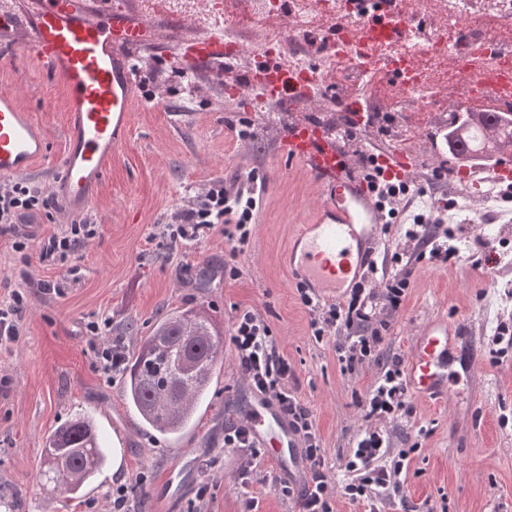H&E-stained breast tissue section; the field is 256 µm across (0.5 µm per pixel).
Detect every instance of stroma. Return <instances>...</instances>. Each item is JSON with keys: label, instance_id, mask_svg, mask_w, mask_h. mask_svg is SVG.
<instances>
[{"label": "stroma", "instance_id": "1", "mask_svg": "<svg viewBox=\"0 0 512 512\" xmlns=\"http://www.w3.org/2000/svg\"><path fill=\"white\" fill-rule=\"evenodd\" d=\"M130 14L152 35L135 54L136 65L154 70L153 101L136 95L129 140L108 168L100 193L80 213L63 203L40 213L16 234L0 233V300L13 290L27 295L18 339L0 345V499L14 512H111L113 487L128 485L146 512H298L296 498L279 494L280 473L269 454L247 472L246 454L226 448L224 430L252 397L234 348L224 343L217 384L208 407L190 433L177 441L143 430L125 403L120 378L104 372L89 345V326L110 320L109 334L136 347L160 314L201 305L223 331H231L236 309L258 311L273 331L293 375L288 386L312 412L330 476L345 482L346 462L366 422L361 404L391 360L407 359L413 333L442 313L470 329L456 356L474 363L476 381L454 374L455 404L412 399L411 418L386 422L395 448L414 447L404 484L383 512H512V347L494 342L498 324L512 328V212L496 229L477 223L481 206L465 196L459 177L439 179L448 154L432 151L445 126L424 122L403 139L380 131L355 132L341 145L354 160L380 150L415 154L414 189L394 204L382 229L380 272L397 273L402 237L416 214L447 205V228L457 255L446 262L413 255L410 285L375 359L347 370L332 339L315 341L310 313L302 305L288 268V239L308 218L319 189L280 151L288 126L329 124L330 111L300 101L270 123L275 103H258L246 90L243 59L231 64L191 66L193 87L174 72L193 27L178 17L145 12L141 0H124ZM0 93L15 95L33 123L46 132L49 154L21 179L50 188L65 152L67 96L59 78L17 55L15 43L0 41ZM461 85L435 81L424 94L407 97L404 109L447 111L463 101ZM256 171L265 191L255 215L248 252L237 279L224 276L229 247L220 234L192 243L172 242L166 232L173 212L216 177L225 183ZM73 223L94 224V238L64 258H41L40 240ZM494 267H486L488 253ZM135 323L127 331V323ZM95 418L105 448L121 451L119 467H105L86 496L74 499L42 476L43 445L59 426L78 415ZM187 470L180 499L165 508L159 490L169 471Z\"/></svg>", "mask_w": 512, "mask_h": 512}]
</instances>
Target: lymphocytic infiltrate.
<instances>
[{
  "label": "lymphocytic infiltrate",
  "instance_id": "lymphocytic-infiltrate-1",
  "mask_svg": "<svg viewBox=\"0 0 512 512\" xmlns=\"http://www.w3.org/2000/svg\"><path fill=\"white\" fill-rule=\"evenodd\" d=\"M265 190L256 174H248L237 190L227 189L223 179L212 180L187 207L174 214L173 238L191 242L206 232L223 235L231 246L232 256L246 253L250 226ZM54 203L50 195L20 181H0V225L15 228ZM409 285L407 277L386 280L381 288L364 285L351 289L343 302L322 303L312 289L299 288L298 294L311 315L310 327L315 340H323L337 332L338 359L347 367H355L373 357L383 338L379 327L383 316L392 315L402 302ZM230 342L245 380L254 393L276 403L288 416L298 434L309 465V479L301 491L289 483H280L283 496L297 495L300 512H332L331 501L343 494L350 501H376L390 487L399 486L411 456L401 452L396 463H389L390 442L379 428V421L411 415L400 361H392L368 395L365 402L366 428L354 446L353 458L347 464L352 478L336 484L325 471L323 448L309 407L289 390L288 379L293 370L280 353L268 323L256 312L238 311Z\"/></svg>",
  "mask_w": 512,
  "mask_h": 512
}]
</instances>
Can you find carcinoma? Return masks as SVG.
Wrapping results in <instances>:
<instances>
[{
    "label": "carcinoma",
    "instance_id": "1",
    "mask_svg": "<svg viewBox=\"0 0 512 512\" xmlns=\"http://www.w3.org/2000/svg\"><path fill=\"white\" fill-rule=\"evenodd\" d=\"M485 118L499 126L494 144L512 153V123L499 112ZM458 113L448 125L454 155L482 151L487 139L472 124L461 128ZM220 332L202 306L184 308L156 319L150 336L127 357L122 372L123 396L152 430L175 436L190 427L216 374ZM43 475L66 493L79 494L106 462L93 420L78 415L57 428L44 444Z\"/></svg>",
    "mask_w": 512,
    "mask_h": 512
}]
</instances>
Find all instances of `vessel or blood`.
<instances>
[{
    "label": "vessel or blood",
    "instance_id": "1",
    "mask_svg": "<svg viewBox=\"0 0 512 512\" xmlns=\"http://www.w3.org/2000/svg\"><path fill=\"white\" fill-rule=\"evenodd\" d=\"M24 12L0 7V29L22 31V50L42 69L60 77L67 94V147L52 181L67 211L86 208L99 192L112 160L126 145L133 112V58L146 37V25L110 0H23ZM195 62L234 60L223 35L211 33L190 43ZM257 97L288 104L318 97V81L281 69L270 83L250 81ZM282 152L300 164L323 189L312 223L300 225L289 249L288 264L299 282L316 296L344 295L362 282L378 244L383 207L351 159L319 125L304 122L283 135ZM48 153L42 131L17 99L0 96V180L29 170ZM386 178L410 183L415 156L380 153ZM466 330L447 316L428 318L415 332L405 384L414 397L451 401L449 382L457 344ZM243 422L267 447L288 477L304 481L308 464L288 418L270 401L257 400Z\"/></svg>",
    "mask_w": 512,
    "mask_h": 512
}]
</instances>
